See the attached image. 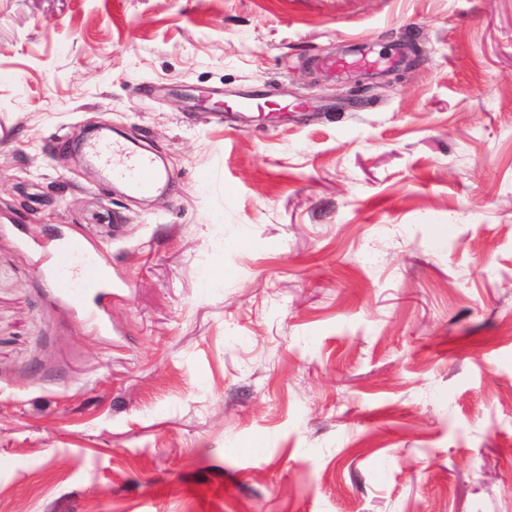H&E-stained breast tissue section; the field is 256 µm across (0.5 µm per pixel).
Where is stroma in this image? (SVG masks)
Listing matches in <instances>:
<instances>
[{
    "label": "stroma",
    "instance_id": "obj_1",
    "mask_svg": "<svg viewBox=\"0 0 512 512\" xmlns=\"http://www.w3.org/2000/svg\"><path fill=\"white\" fill-rule=\"evenodd\" d=\"M0 456V512H512V0H0ZM379 62V60L374 59L369 53L362 51L348 56L326 57L321 60L323 65L340 72H348L355 68L373 66L379 64ZM275 106L277 107L278 104L272 99L269 93L263 96L244 94L236 101L235 107L237 112L234 113L236 117H240L242 115L252 114L254 111H260L264 108L270 109ZM89 152L112 165V178L126 185L136 196H150L163 181L154 158L146 151H136L118 141L99 140L89 144ZM84 244L76 237L61 236L49 253L41 273L51 288L76 310H87L105 296L112 295V270L96 259L86 257Z\"/></svg>",
    "mask_w": 512,
    "mask_h": 512
}]
</instances>
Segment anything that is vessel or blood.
<instances>
[{
	"label": "vessel or blood",
	"instance_id": "1",
	"mask_svg": "<svg viewBox=\"0 0 512 512\" xmlns=\"http://www.w3.org/2000/svg\"><path fill=\"white\" fill-rule=\"evenodd\" d=\"M323 63L331 69L347 72L372 66L375 60L369 53L359 51L348 56L327 57ZM274 105L271 95L245 94L239 97L235 107L238 115L242 116ZM88 150L103 162L111 164L113 178L126 185L134 195H152L163 181L162 172L148 152L136 151L120 142L108 140L92 142ZM83 248L78 238L61 236L52 246L48 261L41 267L51 288L78 310L99 305L112 290L111 269L96 259L86 257Z\"/></svg>",
	"mask_w": 512,
	"mask_h": 512
}]
</instances>
